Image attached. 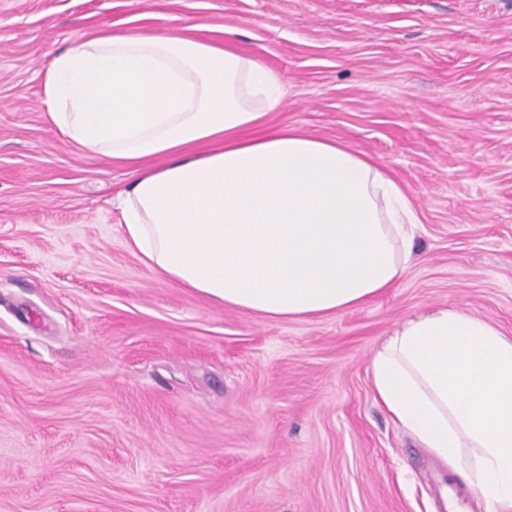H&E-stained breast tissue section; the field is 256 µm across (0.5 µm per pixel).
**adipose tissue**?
<instances>
[{
  "instance_id": "1",
  "label": "adipose tissue",
  "mask_w": 512,
  "mask_h": 512,
  "mask_svg": "<svg viewBox=\"0 0 512 512\" xmlns=\"http://www.w3.org/2000/svg\"><path fill=\"white\" fill-rule=\"evenodd\" d=\"M55 127L130 166L126 238L160 276L271 321L359 307L408 270L419 217L362 153L274 128L284 78L194 26L79 36L41 74ZM375 400L447 465L474 449L486 512H512V338L455 308L407 321L371 363Z\"/></svg>"
}]
</instances>
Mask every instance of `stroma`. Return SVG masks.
<instances>
[{"label":"stroma","mask_w":512,"mask_h":512,"mask_svg":"<svg viewBox=\"0 0 512 512\" xmlns=\"http://www.w3.org/2000/svg\"><path fill=\"white\" fill-rule=\"evenodd\" d=\"M193 23L283 75L271 126L408 191L393 288L269 321L129 247V167L54 127L40 72L77 33ZM441 306L512 336V0H0V512H485L373 398L377 348Z\"/></svg>","instance_id":"stroma-1"}]
</instances>
